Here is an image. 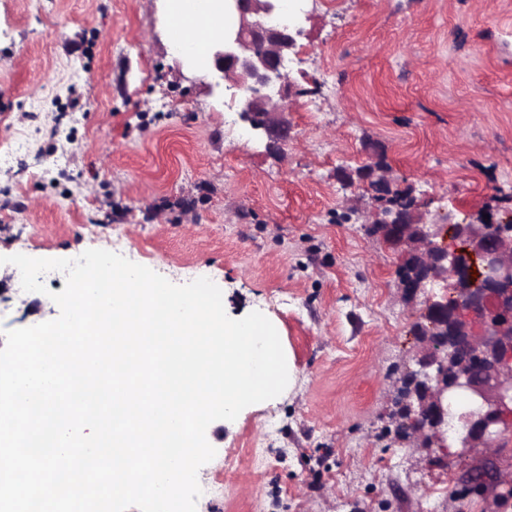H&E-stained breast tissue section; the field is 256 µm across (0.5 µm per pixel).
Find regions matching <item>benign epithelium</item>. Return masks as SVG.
Wrapping results in <instances>:
<instances>
[{"instance_id":"1","label":"benign epithelium","mask_w":512,"mask_h":512,"mask_svg":"<svg viewBox=\"0 0 512 512\" xmlns=\"http://www.w3.org/2000/svg\"><path fill=\"white\" fill-rule=\"evenodd\" d=\"M224 9L235 23L212 40L205 78L231 97L256 139L282 148L293 138L285 100L299 92L285 63L297 57L302 17L281 20L284 0H224ZM354 175L372 191V210L358 211L369 233L414 268L396 283L398 292L409 302L423 298L432 317L417 357L424 385L414 394L400 392V380L393 385L407 427L395 441L429 452L448 447L449 405L464 397L472 409L458 416L454 443L500 450L512 436V217L486 208L456 223L450 213L448 229L459 245L443 247L435 241L440 225L424 222L428 203L400 186L379 155L368 154L353 174L339 172ZM462 484L485 494L498 487L491 466Z\"/></svg>"}]
</instances>
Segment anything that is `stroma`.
<instances>
[{"label": "stroma", "mask_w": 512, "mask_h": 512, "mask_svg": "<svg viewBox=\"0 0 512 512\" xmlns=\"http://www.w3.org/2000/svg\"><path fill=\"white\" fill-rule=\"evenodd\" d=\"M282 151L224 136V100L171 48L159 0H0V255L140 254L172 283L206 277L227 315L263 313L291 381L206 431L196 512H512L459 494L481 448L411 452L384 439L391 385L421 348L398 252L341 220L369 151L429 199L426 221L512 212V0H305ZM331 67L339 85L316 84ZM0 265L5 333L56 319Z\"/></svg>", "instance_id": "stroma-1"}]
</instances>
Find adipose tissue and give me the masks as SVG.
<instances>
[{
	"mask_svg": "<svg viewBox=\"0 0 512 512\" xmlns=\"http://www.w3.org/2000/svg\"><path fill=\"white\" fill-rule=\"evenodd\" d=\"M166 10L170 42L206 66L212 36L224 27V0H168ZM177 22L183 25L178 32L173 29Z\"/></svg>",
	"mask_w": 512,
	"mask_h": 512,
	"instance_id": "1",
	"label": "adipose tissue"
}]
</instances>
